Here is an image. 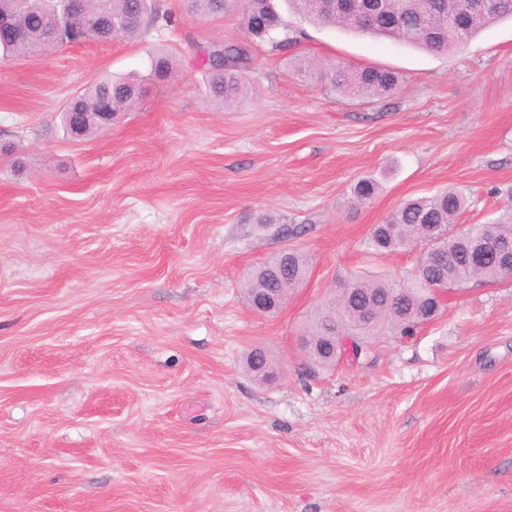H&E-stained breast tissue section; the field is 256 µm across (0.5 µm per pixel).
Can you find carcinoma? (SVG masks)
<instances>
[{
  "label": "carcinoma",
  "instance_id": "obj_1",
  "mask_svg": "<svg viewBox=\"0 0 512 512\" xmlns=\"http://www.w3.org/2000/svg\"><path fill=\"white\" fill-rule=\"evenodd\" d=\"M288 10L317 26L339 27L356 34L394 38L433 53L457 50L490 24L512 18V0H373V15L367 21L362 11L336 10L334 0H285ZM65 0H0V11L18 13L22 30L30 34L46 32L49 18L63 10ZM241 10L246 39L211 42L203 47V69L209 97L230 107L248 93L246 73L253 63L255 43H267L274 51L285 52L305 36L303 30H291L275 0H187V10L198 16L218 15L229 6ZM83 11L95 29L87 39H130L159 20L172 23V16L161 10L159 0H83ZM55 44H34L27 40L0 43L5 56L35 59ZM333 90L345 96L380 97L394 92L400 76L382 67L351 70L333 67L324 74ZM141 79L135 76H106L89 83L61 108L63 132L71 129L72 113L98 112L105 106L113 113L130 112L140 102ZM377 183L361 179L353 187L354 200L360 205L373 201ZM467 196L457 188L445 189L432 196L404 203L386 219L395 232L385 234L376 228L371 242L380 252H395L421 242L426 225L435 224L437 237L456 226L465 210ZM492 236L512 240V214L487 224ZM475 246L472 230H459L451 243L441 241L431 252L436 262L437 288L447 290L474 279L504 278L496 258L489 254L483 265L475 268L469 254ZM272 259L256 267L244 281V295L251 301L259 293H288L300 287L309 271L305 253L291 250L285 267L270 272ZM432 288L410 274L396 283L365 276H351L343 284L338 299L318 310L299 337V347L308 361L317 367L337 363L344 351L345 338L363 346L365 339L380 333L411 336L418 329L416 317L432 310Z\"/></svg>",
  "mask_w": 512,
  "mask_h": 512
}]
</instances>
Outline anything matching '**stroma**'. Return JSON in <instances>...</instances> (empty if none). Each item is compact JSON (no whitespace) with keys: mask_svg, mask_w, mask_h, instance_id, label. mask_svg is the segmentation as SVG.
Returning <instances> with one entry per match:
<instances>
[{"mask_svg":"<svg viewBox=\"0 0 512 512\" xmlns=\"http://www.w3.org/2000/svg\"><path fill=\"white\" fill-rule=\"evenodd\" d=\"M161 2L174 24L0 60V512H512V279L449 290L415 336L328 369L296 342L339 280L412 273L420 248L370 244L402 202L457 187L460 226L501 215L512 20L433 54L288 12L306 38L257 47L228 112L198 48L243 40L240 13ZM159 53L174 71L154 81ZM308 57L404 83L346 98L295 73ZM110 73L145 77L139 106L64 138L59 108ZM285 247L308 278L256 315L243 279ZM255 348L272 382L246 371Z\"/></svg>","mask_w":512,"mask_h":512,"instance_id":"35a3bbf8","label":"stroma"}]
</instances>
